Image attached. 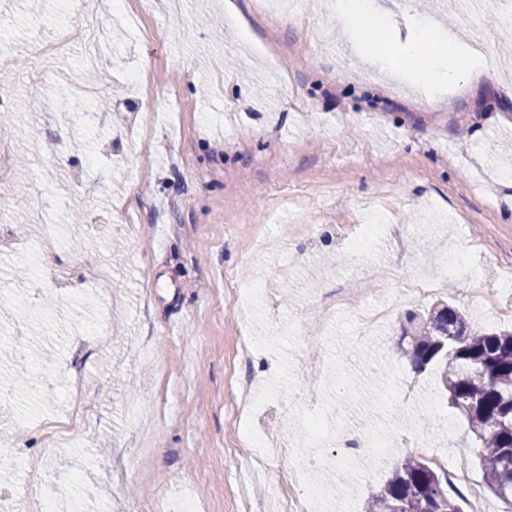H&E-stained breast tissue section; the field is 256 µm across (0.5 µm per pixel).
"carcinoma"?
Instances as JSON below:
<instances>
[{"label": "carcinoma", "instance_id": "1", "mask_svg": "<svg viewBox=\"0 0 512 512\" xmlns=\"http://www.w3.org/2000/svg\"><path fill=\"white\" fill-rule=\"evenodd\" d=\"M398 353L414 372H440L448 404L466 420L489 491L512 509V329L476 330L438 300L405 314ZM364 512H463L448 478L408 456L367 500Z\"/></svg>", "mask_w": 512, "mask_h": 512}]
</instances>
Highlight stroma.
I'll use <instances>...</instances> for the list:
<instances>
[{
  "mask_svg": "<svg viewBox=\"0 0 512 512\" xmlns=\"http://www.w3.org/2000/svg\"><path fill=\"white\" fill-rule=\"evenodd\" d=\"M151 0L138 25L114 21L113 0H0V83L16 90L0 110L12 137L9 191L0 222L29 210L19 246L0 251V381H17L15 407L57 413L59 378L82 371L81 401L91 414L52 461L41 429L0 420V448L18 489L41 474L56 486L55 512H155L158 495L191 497L196 512H268L281 481L279 451L264 449L270 472L246 477L252 449L240 435L232 392L276 391L253 421L294 443L281 399L319 405L331 324L314 320L316 302L356 287L370 266L371 300L384 302L406 279L434 292L403 300L363 343L399 364L409 399L436 386L399 360L395 341L405 312L443 299L480 329L501 328L468 299L472 272L500 307H512V66L448 88L423 102L412 81L380 72L354 50L334 0H288L277 22L259 0ZM384 36L406 42L411 14L467 40L444 0H371ZM77 31L68 49L42 57L36 42L61 28ZM93 66L107 125L60 111L68 75ZM83 206H73V198ZM60 225L47 240L40 216ZM370 234V250L353 240ZM467 249V262L452 261ZM71 275L55 290L57 268ZM103 267L92 280L84 270ZM260 282L247 307L237 288ZM264 328L249 357L237 352L244 325ZM106 333L83 350L77 337ZM39 347L43 362L19 359L14 346ZM315 362L316 371L306 369ZM341 442L329 459L367 461L368 419L345 405ZM441 442L396 433L377 474L355 489V512L405 457L447 449L490 512L506 506L484 490L465 419Z\"/></svg>",
  "mask_w": 512,
  "mask_h": 512,
  "instance_id": "35a3bbf8",
  "label": "stroma"
}]
</instances>
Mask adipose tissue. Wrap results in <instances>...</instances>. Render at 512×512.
<instances>
[{
  "instance_id": "obj_1",
  "label": "adipose tissue",
  "mask_w": 512,
  "mask_h": 512,
  "mask_svg": "<svg viewBox=\"0 0 512 512\" xmlns=\"http://www.w3.org/2000/svg\"><path fill=\"white\" fill-rule=\"evenodd\" d=\"M336 14L347 30L357 32V49L386 72L396 74L401 67L413 65L417 88L424 97H433L443 87L466 83L474 70H490L486 64L474 67L454 34L432 32L416 18L411 21L413 36L406 46L367 41L365 32L382 26L381 19L370 13L367 0H336Z\"/></svg>"
}]
</instances>
